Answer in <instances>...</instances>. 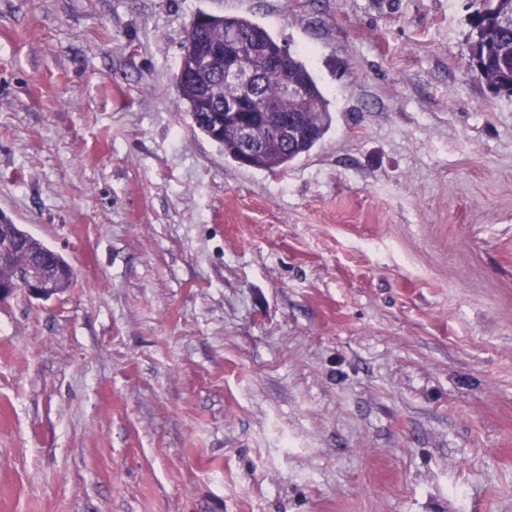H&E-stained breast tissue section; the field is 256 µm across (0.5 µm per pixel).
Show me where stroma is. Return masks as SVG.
Wrapping results in <instances>:
<instances>
[{
    "label": "stroma",
    "instance_id": "obj_1",
    "mask_svg": "<svg viewBox=\"0 0 512 512\" xmlns=\"http://www.w3.org/2000/svg\"><path fill=\"white\" fill-rule=\"evenodd\" d=\"M475 0H0V512H512V97ZM330 102L288 167L176 89L198 11ZM0 232L1 236L12 234L19 236L22 240L20 250L16 252L8 262L0 265V281H11L13 271L17 267L27 265L31 262H44L54 266L58 273L56 293L70 285L72 281L71 267L59 253H55L53 249L21 229L17 224H5L1 221ZM1 236L0 263L7 259L14 251V244L8 239H4L1 243ZM53 289V280L46 266L28 265L17 272L12 282L3 287L0 284V298L22 292L28 296L45 299Z\"/></svg>",
    "mask_w": 512,
    "mask_h": 512
}]
</instances>
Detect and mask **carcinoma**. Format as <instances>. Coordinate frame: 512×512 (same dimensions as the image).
Returning <instances> with one entry per match:
<instances>
[{
  "label": "carcinoma",
  "instance_id": "1",
  "mask_svg": "<svg viewBox=\"0 0 512 512\" xmlns=\"http://www.w3.org/2000/svg\"><path fill=\"white\" fill-rule=\"evenodd\" d=\"M470 22L469 40L479 45L478 56L472 57L474 64L483 66V76L497 90L503 89L512 95V30L497 33L496 20L500 13L512 9V0H478ZM261 34L263 43L277 48L281 40L268 30L243 15H220L200 12L187 29L182 46L179 70L184 76H176L179 96L186 103L193 125L208 137L219 141L224 147V156L237 161L244 154V142L239 138L234 120L224 121V105L241 97L238 86L224 80L223 69L215 64H202L197 58L199 48L208 43L226 42L236 33ZM256 87L253 107L260 111L270 105L282 111L303 108L312 113L318 122L317 132L312 137L305 135L293 139L280 148L252 155L251 168L257 170L288 167L299 157L309 153L328 132L332 116L329 101L322 93L315 77L298 54L289 57L288 68L280 69L266 64L260 58L252 60ZM299 81L305 100L295 102L284 97L287 76ZM0 234L17 235L22 240L21 248L6 263L0 265V281L12 280L15 268L31 262H44L54 266L58 273L57 290L68 287L72 281L71 267L53 249L43 244L17 224L0 223Z\"/></svg>",
  "mask_w": 512,
  "mask_h": 512
}]
</instances>
